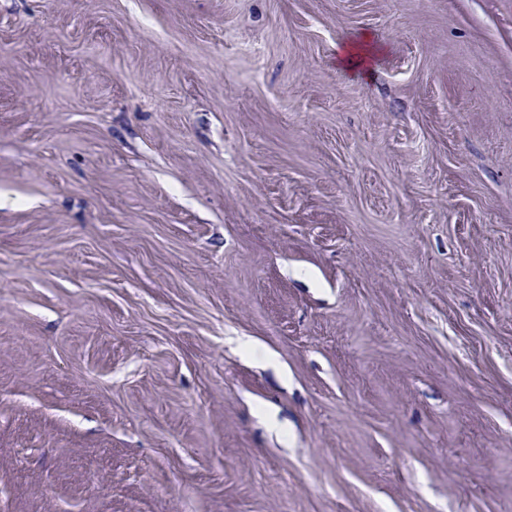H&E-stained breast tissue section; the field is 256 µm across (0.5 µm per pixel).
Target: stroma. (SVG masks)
I'll return each instance as SVG.
<instances>
[{
  "instance_id": "stroma-1",
  "label": "stroma",
  "mask_w": 512,
  "mask_h": 512,
  "mask_svg": "<svg viewBox=\"0 0 512 512\" xmlns=\"http://www.w3.org/2000/svg\"><path fill=\"white\" fill-rule=\"evenodd\" d=\"M0 512H512V0H0ZM341 53L337 56V62L344 69L361 76H368L372 71V57L362 51L361 43L349 41L340 47Z\"/></svg>"
}]
</instances>
